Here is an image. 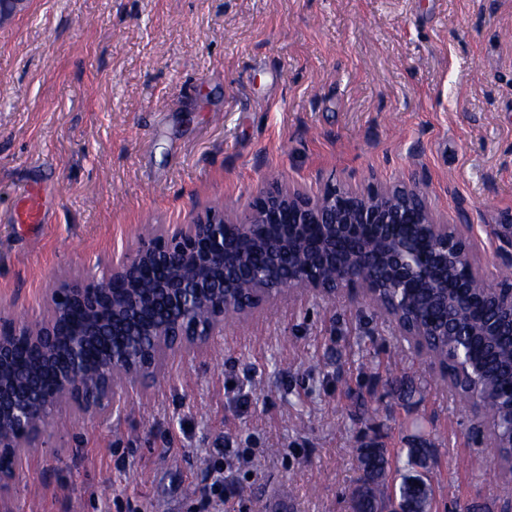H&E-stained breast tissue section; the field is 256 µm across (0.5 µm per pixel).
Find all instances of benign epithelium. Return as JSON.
Listing matches in <instances>:
<instances>
[{
	"mask_svg": "<svg viewBox=\"0 0 512 512\" xmlns=\"http://www.w3.org/2000/svg\"><path fill=\"white\" fill-rule=\"evenodd\" d=\"M292 224L288 239H275L277 224ZM394 224H418L434 247L426 262L417 242L390 233ZM288 253V280L279 274L280 256ZM369 264L372 278L355 281L356 268ZM157 266L164 276L152 287L143 285L144 272ZM466 271L468 283L492 308L494 316L480 335L512 334V282L490 278L477 262L472 225L459 214L456 223L442 220L416 178L366 188L326 183L316 192L269 181L249 210L228 213L211 209L175 228L149 227L137 247L112 262L96 283L71 279L54 289L47 316L29 324L0 314V373L11 368L18 338L48 357L66 348L65 369L58 375L53 396L36 385L21 394L0 378V459L14 457L41 438L55 409L71 406L84 415L97 413L104 401L93 402L84 389L88 375L120 374L136 382L153 375L162 353L203 345L224 327V309L233 305L246 316L282 294L310 293L324 300L347 297L372 303L381 284L396 290L391 302L379 307L400 333L412 338L419 353L437 364L424 336L402 326L401 308L408 306L413 286L443 289L447 311L445 334L455 337L448 362L452 388L463 379H476L480 367L468 357L469 337L475 335L465 309L446 291L448 276ZM165 300L177 313L164 323L151 318ZM128 337L112 357L92 365L87 351L116 335ZM472 421L491 448L499 447L496 430L484 420L479 402L470 408Z\"/></svg>",
	"mask_w": 512,
	"mask_h": 512,
	"instance_id": "7a95c632",
	"label": "benign epithelium"
}]
</instances>
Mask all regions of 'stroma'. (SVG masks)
<instances>
[{
  "label": "stroma",
  "mask_w": 512,
  "mask_h": 512,
  "mask_svg": "<svg viewBox=\"0 0 512 512\" xmlns=\"http://www.w3.org/2000/svg\"><path fill=\"white\" fill-rule=\"evenodd\" d=\"M419 179L475 256L512 226V0H24L0 21V312L43 320L149 226L247 211L269 178ZM39 191L46 221L17 224ZM89 417L64 407L14 512H213L217 448L252 449L223 512H352L357 451L434 450L431 512H502L512 467L367 303L281 298L166 354Z\"/></svg>",
  "instance_id": "35a3bbf8"
}]
</instances>
